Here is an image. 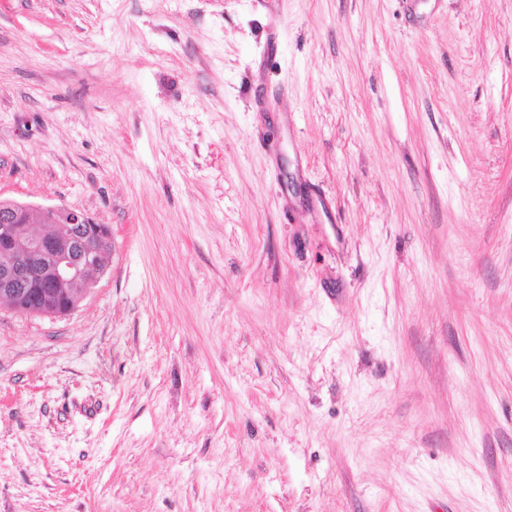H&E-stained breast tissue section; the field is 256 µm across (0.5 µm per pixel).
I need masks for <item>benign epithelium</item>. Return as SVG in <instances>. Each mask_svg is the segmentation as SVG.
I'll return each mask as SVG.
<instances>
[{"label":"benign epithelium","mask_w":512,"mask_h":512,"mask_svg":"<svg viewBox=\"0 0 512 512\" xmlns=\"http://www.w3.org/2000/svg\"><path fill=\"white\" fill-rule=\"evenodd\" d=\"M48 227L34 230L33 224ZM112 229L85 212L58 205L35 209L0 197V304L66 316L105 274Z\"/></svg>","instance_id":"7a95c632"}]
</instances>
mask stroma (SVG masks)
I'll return each instance as SVG.
<instances>
[{
  "instance_id": "obj_1",
  "label": "stroma",
  "mask_w": 512,
  "mask_h": 512,
  "mask_svg": "<svg viewBox=\"0 0 512 512\" xmlns=\"http://www.w3.org/2000/svg\"><path fill=\"white\" fill-rule=\"evenodd\" d=\"M0 196V512H512V0H0ZM44 224L47 231L34 230ZM112 229L85 212L58 205L35 209L0 197V304L66 316L105 274Z\"/></svg>"
}]
</instances>
